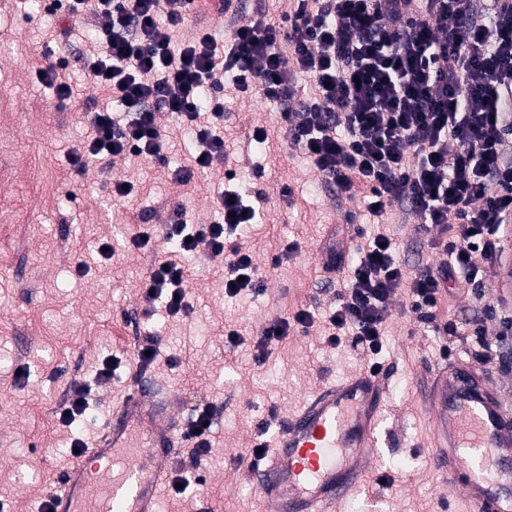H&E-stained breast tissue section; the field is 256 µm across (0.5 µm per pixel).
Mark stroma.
Returning <instances> with one entry per match:
<instances>
[{
	"label": "stroma",
	"instance_id": "1",
	"mask_svg": "<svg viewBox=\"0 0 512 512\" xmlns=\"http://www.w3.org/2000/svg\"><path fill=\"white\" fill-rule=\"evenodd\" d=\"M52 19L25 12L18 0L0 8V502L8 512H36L75 456L72 439L92 442L113 410L140 379L162 384L171 394L179 420L194 409L215 408L212 451L197 458L191 447H177L175 469L201 475L202 489L165 494L161 512H257L248 457L261 420L278 427L295 414L313 391L365 369V353L343 345L327 347L324 319L336 304L320 268L329 245L353 261L351 231L366 238L384 234L396 245L399 262L410 271L436 266L442 252L430 251L415 215L400 204L376 217L362 197L345 199L322 182L300 149L289 147L273 103L226 89L224 133L237 143L224 162L239 180L254 168L264 172L261 219L238 238L266 277L263 294L224 293V264L204 258L188 261L193 311L168 316L163 303L144 311L140 287L154 257H170L163 236L153 253L122 249L109 260L95 251L104 240L128 236L141 225L163 227L176 213L196 224L216 217L225 185L198 178L174 183L168 168L188 164L192 143L169 116L160 124L175 146L166 165L127 155L73 170L66 152L86 133L85 104L107 103V94L82 74L78 61L68 71L77 86L65 104L37 88L35 70L48 40ZM267 140L249 143L254 127ZM133 182L136 197L116 202L112 182ZM297 249L283 255L286 244ZM86 261L89 271L75 265ZM498 267L486 269L468 293L443 296L438 320H485V339L493 359L489 379L512 405V335L501 333L499 318L512 314V294L498 290ZM306 307L313 314L307 331L271 347L264 363L253 359L251 338L269 320ZM244 341L229 349L225 328ZM161 339L150 368L138 362L144 336ZM476 345L468 336H437L415 314L396 308L390 314L377 357L384 383L382 456L366 475V485L344 500L339 512H462L458 489L445 487L430 446L433 416L429 395L450 363L474 364ZM109 355L121 363L110 383L96 373ZM27 378H18V371ZM92 386L85 417L60 426L58 413L75 384Z\"/></svg>",
	"mask_w": 512,
	"mask_h": 512
}]
</instances>
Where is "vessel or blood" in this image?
Segmentation results:
<instances>
[{
  "instance_id": "b4317fda",
  "label": "vessel or blood",
  "mask_w": 512,
  "mask_h": 512,
  "mask_svg": "<svg viewBox=\"0 0 512 512\" xmlns=\"http://www.w3.org/2000/svg\"><path fill=\"white\" fill-rule=\"evenodd\" d=\"M224 5L192 0L188 12L217 25ZM383 393L382 380L368 372L319 389L278 429L251 473L259 512H335L378 456ZM432 404L431 439L443 482L467 473L461 489L467 512H512V406L482 370L461 366L449 370ZM133 424L152 439L148 460L130 443ZM180 428L161 386L138 383L51 494L54 512H158Z\"/></svg>"
}]
</instances>
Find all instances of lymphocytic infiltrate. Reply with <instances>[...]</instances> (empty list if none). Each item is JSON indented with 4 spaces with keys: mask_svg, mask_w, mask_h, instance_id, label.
I'll return each instance as SVG.
<instances>
[{
    "mask_svg": "<svg viewBox=\"0 0 512 512\" xmlns=\"http://www.w3.org/2000/svg\"><path fill=\"white\" fill-rule=\"evenodd\" d=\"M43 7L91 18L94 43L79 47L78 60L126 114L121 120L88 104L89 134L70 155L76 172L110 155L164 159L170 143L157 117L166 113L194 135L192 161L173 181L220 176L232 148L222 92L232 83L277 105L289 145L340 196H362L377 217L407 205L438 231L427 246L442 249L444 262L412 275L381 235L348 266L329 251L322 269L342 284L326 344L378 354L399 296L436 332L456 335L455 322L436 323L438 301L449 283L475 280L494 262L512 230V0H293L279 18L260 14L225 41L196 27L178 44L173 35L189 21L184 0H44ZM55 41L35 74L64 101L73 94L60 53L70 28H59ZM303 78L313 90L301 100ZM263 197L236 189L220 195L214 221L166 225L183 259L153 260L141 287L145 308L161 301L169 316L190 314L184 261L200 254L223 261L227 296L262 292L260 268L237 236L257 223L253 202ZM312 320L301 308L259 327L256 361Z\"/></svg>",
    "mask_w": 512,
    "mask_h": 512,
    "instance_id": "1",
    "label": "lymphocytic infiltrate"
}]
</instances>
